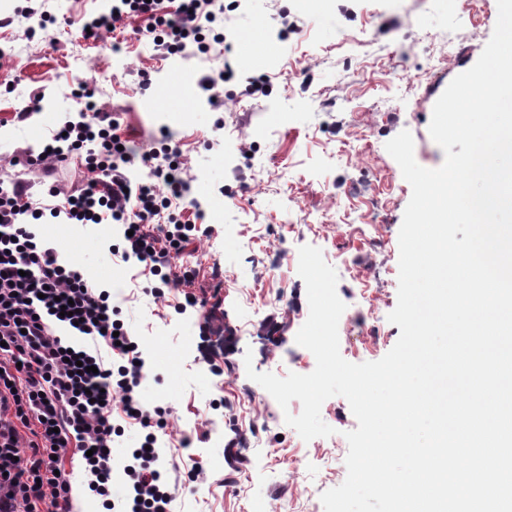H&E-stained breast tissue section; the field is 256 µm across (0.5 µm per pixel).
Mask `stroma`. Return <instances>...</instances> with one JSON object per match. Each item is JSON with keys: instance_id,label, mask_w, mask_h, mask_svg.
Segmentation results:
<instances>
[{"instance_id": "1", "label": "stroma", "mask_w": 512, "mask_h": 512, "mask_svg": "<svg viewBox=\"0 0 512 512\" xmlns=\"http://www.w3.org/2000/svg\"><path fill=\"white\" fill-rule=\"evenodd\" d=\"M483 4L491 21L477 26L460 0H238L226 48L166 60L143 36V17L83 39L69 22L97 11L98 0H0V47L15 79L0 88V179L14 178L19 154L41 150L82 108L73 91L84 84L118 118L123 139L147 148L170 138L202 203L211 237L179 261L195 268L199 288L212 286L213 265L223 270L221 377L196 361L199 316L177 311L181 291L155 298L140 266L113 259L120 226L37 222L60 258L110 291L137 334L143 399L172 411L159 437L160 468L176 485L172 512H324L321 494L344 482L345 434L357 427L348 401L327 399L321 417L334 433L306 441L285 422L300 402L281 408L246 369L283 377L315 368L295 342L309 315L298 274L304 245L337 272L342 357L376 361L397 342L388 315L412 189L385 145L406 130L420 166L443 164L429 132L433 108L492 36L497 0ZM287 23L289 39L279 41ZM226 62L236 79L210 104L200 80ZM247 77L269 78L270 92L239 97ZM24 110L31 116L18 122ZM185 434L191 447L180 445ZM251 436L255 450L240 453Z\"/></svg>"}]
</instances>
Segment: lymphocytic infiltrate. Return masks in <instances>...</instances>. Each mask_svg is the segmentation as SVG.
<instances>
[{"label": "lymphocytic infiltrate", "mask_w": 512, "mask_h": 512, "mask_svg": "<svg viewBox=\"0 0 512 512\" xmlns=\"http://www.w3.org/2000/svg\"><path fill=\"white\" fill-rule=\"evenodd\" d=\"M161 2L112 0L110 12L80 26L96 35L121 19L147 16L164 57L190 45L206 55L223 43L214 28V0H178L172 12L161 11ZM117 128L109 114L92 109L54 130L51 150L27 156L28 166L53 177L70 154L86 153L91 178L72 192L52 182L50 210L27 203L25 181L0 185V512H72V476L58 463L70 448L81 453L87 486L104 507L123 499L129 512H170L173 494L154 448V431L166 427L167 411L140 395L145 373L137 341L113 319L108 292L61 259L34 226L46 214L67 224L122 225L123 247L114 256L143 263L159 280L156 297L194 285V268L175 262L195 230L183 214L199 207L178 155L167 151L154 163L153 153L123 144ZM140 163L149 171L136 180ZM117 410L146 431L144 450L125 466L119 484L112 480Z\"/></svg>", "instance_id": "obj_1"}]
</instances>
